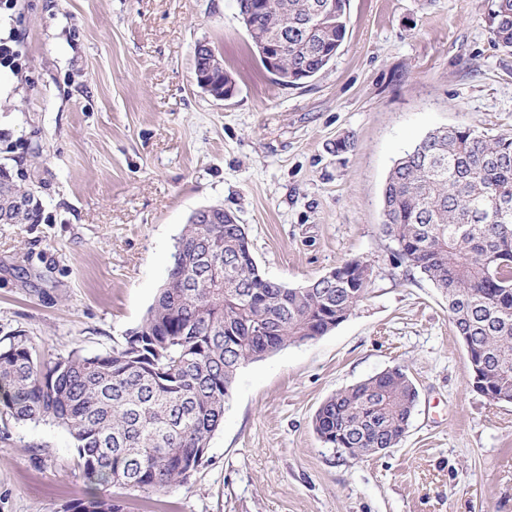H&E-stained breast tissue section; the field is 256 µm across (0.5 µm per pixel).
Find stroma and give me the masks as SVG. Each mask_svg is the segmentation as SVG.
Returning a JSON list of instances; mask_svg holds the SVG:
<instances>
[{"mask_svg":"<svg viewBox=\"0 0 512 512\" xmlns=\"http://www.w3.org/2000/svg\"><path fill=\"white\" fill-rule=\"evenodd\" d=\"M14 2L0 37L24 62L0 68V167L25 173L40 216L0 224V340L25 331L43 359L121 346L212 205L270 280L297 288L354 259L371 272L336 328L240 369L187 482L122 490L124 512H512V404L471 389L447 299L382 231L388 173L429 131L512 132L491 0H349L338 53L295 86L263 70L237 0ZM201 43L232 98L198 86ZM397 365L418 390L401 445L327 447L325 399ZM84 489L64 429L0 414V512H62Z\"/></svg>","mask_w":512,"mask_h":512,"instance_id":"35a3bbf8","label":"stroma"}]
</instances>
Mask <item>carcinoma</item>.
<instances>
[{
	"label": "carcinoma",
	"instance_id": "carcinoma-1",
	"mask_svg": "<svg viewBox=\"0 0 512 512\" xmlns=\"http://www.w3.org/2000/svg\"><path fill=\"white\" fill-rule=\"evenodd\" d=\"M237 0L251 15L253 44L284 42L281 71L307 63L316 76L347 33L348 0L336 15L322 0ZM493 46L512 53V0H492ZM25 174L0 169V192L28 200L14 215L35 223L38 204ZM214 220L187 224L168 277L125 344L105 354L73 351L41 359L26 334L0 346V404L17 422L49 421L70 435L87 482L63 512H121L100 487L171 489L199 466L224 422L237 371L288 345L321 336L366 297L370 270L343 265L334 282L299 288L265 278L246 228ZM383 232L406 266L448 298L469 384L493 403H512V134L475 126L440 127L396 160L382 190ZM417 389L397 365L336 391L318 409L314 430L332 448L369 457L400 445Z\"/></svg>",
	"mask_w": 512,
	"mask_h": 512
}]
</instances>
